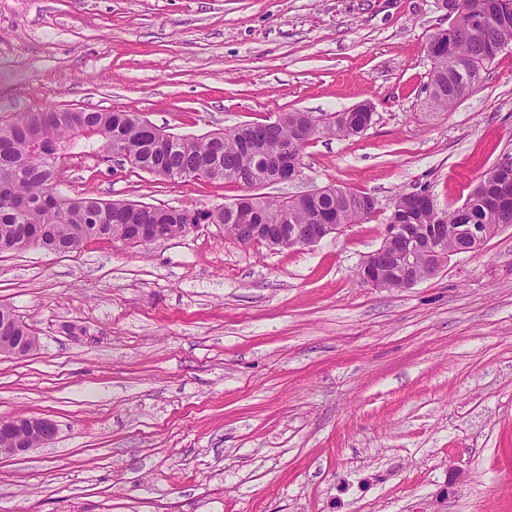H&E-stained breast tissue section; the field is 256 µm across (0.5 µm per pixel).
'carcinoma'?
<instances>
[{"instance_id":"carcinoma-1","label":"carcinoma","mask_w":512,"mask_h":512,"mask_svg":"<svg viewBox=\"0 0 512 512\" xmlns=\"http://www.w3.org/2000/svg\"><path fill=\"white\" fill-rule=\"evenodd\" d=\"M453 34L444 40L433 38L427 50L433 61L425 106L446 112L458 99L475 89L499 55V43L512 37V0H461L450 25ZM298 115L282 112L266 123L239 125L224 132L219 142L209 136L175 135L166 143L147 138L145 119L121 109L40 110L37 124L26 114L0 125V253L22 251L18 227L26 224L41 232L33 246L65 253L98 215V234L88 240H126L141 225H158L174 237L190 224H222L224 232L236 239L251 237L250 225L239 221L235 207L257 212L256 223L265 225L272 239H290L298 229L314 224H357L374 213L363 203L366 194L339 185L329 186L320 196L306 194L277 199L259 194L245 195L222 207L189 212L132 202L117 209L113 202L91 195L66 197L57 188L58 168L63 150L76 138L100 140L107 151L115 143L123 145L132 167L154 177L177 182L181 176L201 168L208 180H232L248 188L266 184L271 175L257 151L273 155L289 144L297 151L315 136L299 139ZM322 134L347 138L358 135L354 114L319 117ZM512 181V156L499 159L480 176L464 202L442 209L427 190L399 195L387 218L389 224H406L413 232L426 231L441 244L440 253L466 252L472 245L469 230L475 224L491 228L512 225V206L500 208L496 192L503 182ZM435 274L432 265L418 262L412 267L398 261L386 268L383 287L401 289L417 277Z\"/></svg>"}]
</instances>
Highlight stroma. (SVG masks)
<instances>
[{
    "label": "stroma",
    "mask_w": 512,
    "mask_h": 512,
    "mask_svg": "<svg viewBox=\"0 0 512 512\" xmlns=\"http://www.w3.org/2000/svg\"><path fill=\"white\" fill-rule=\"evenodd\" d=\"M450 21L443 0H0V124L115 108L198 137L367 103L365 132L311 141L299 179L260 192L376 204L290 248L197 224L0 254V306L39 338L0 356V419L57 427L0 454V512H512V226L409 288L358 275L398 195L461 205L512 154V50L448 111L424 106L426 43ZM58 177L185 210L247 193L159 181L82 139Z\"/></svg>",
    "instance_id": "obj_1"
}]
</instances>
